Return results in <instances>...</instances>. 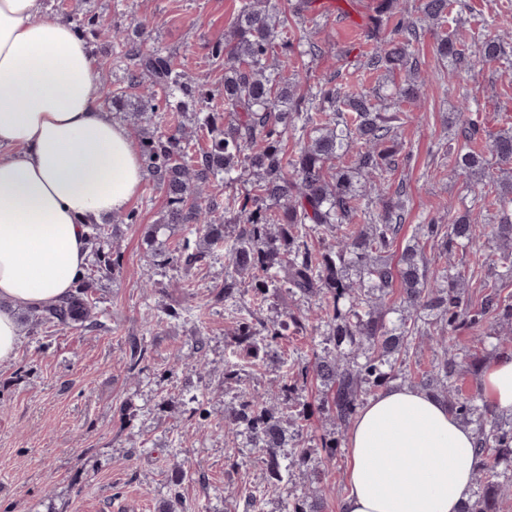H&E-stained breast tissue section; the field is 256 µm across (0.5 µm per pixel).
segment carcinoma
<instances>
[{
	"label": "carcinoma",
	"instance_id": "obj_1",
	"mask_svg": "<svg viewBox=\"0 0 512 512\" xmlns=\"http://www.w3.org/2000/svg\"><path fill=\"white\" fill-rule=\"evenodd\" d=\"M425 18L442 27L449 22L450 0H420ZM62 19L84 38L106 39L112 29L92 9L61 13ZM397 17L392 36L366 57L367 68L402 73L404 84L395 98L420 97L421 77L413 44L419 39L416 23L405 14L401 0H377L372 31ZM280 21L273 0H243L224 42L209 47L212 58L224 60V107L215 93L187 77L174 60L146 46L147 26L134 23L138 41L125 42L128 88L142 89L135 98L117 89L112 109L138 131V148L150 177L165 195L161 220L145 232L152 261L185 271L224 247V302H235L241 278L253 283L260 299L286 292L315 304L312 311L285 313L270 324L245 319L232 332L236 353L259 360L277 355L276 346L288 333L325 327V346L309 367L283 384L277 401L245 392L224 416V431L247 436L270 478L284 485L285 512H321L304 493L288 487L290 468H306L308 480L320 484L323 461H312L301 450L284 451L293 440L287 410L298 404V383L313 376L327 389L322 410L340 431L355 420L367 398L399 380L441 399L453 416L478 417L474 429L478 465L475 482L483 492L464 512H499V502L512 493V417L507 419L482 402L474 391L463 393L458 381L481 374L484 363L464 350L458 333L479 331L497 321L512 325V302L502 296V284L483 285L481 301L465 297L468 271L451 259L470 252L476 240L489 234L498 252L492 265L512 279V129L487 130L478 104L462 88L456 114L455 138L461 147L451 153L455 169L465 176L486 179L481 205L462 213H448V223L434 218L417 224L401 254L397 243L405 222V204L387 196L381 176L399 152L397 129L422 117L401 110L382 112L364 93L328 81L317 92H300L298 74L282 76L293 64L291 40L278 37ZM479 58L512 69V51L500 38L477 40ZM438 59L448 66V78L474 66L470 53L447 33L436 41ZM165 93L159 102L156 89ZM191 115L192 127L178 124L167 130L153 126L161 109ZM208 143L194 148L197 131ZM297 138L298 149L288 154L283 142ZM357 150L350 166L335 161ZM233 188L234 210L218 214L214 187ZM138 223L129 211L111 224L88 225L90 260L74 291L58 303L22 313L20 325L100 326L92 297L96 281L119 271L122 255L115 243L122 226ZM191 227L195 240L183 239L179 250L158 243L172 227ZM329 232L334 242L311 248L313 236ZM443 262L430 263L427 251ZM398 293L407 316L386 321V297ZM429 341L445 351L425 370L412 371L406 356L415 345Z\"/></svg>",
	"mask_w": 512,
	"mask_h": 512
}]
</instances>
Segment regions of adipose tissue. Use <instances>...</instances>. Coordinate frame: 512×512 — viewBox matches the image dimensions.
<instances>
[{
	"instance_id": "adipose-tissue-1",
	"label": "adipose tissue",
	"mask_w": 512,
	"mask_h": 512,
	"mask_svg": "<svg viewBox=\"0 0 512 512\" xmlns=\"http://www.w3.org/2000/svg\"><path fill=\"white\" fill-rule=\"evenodd\" d=\"M88 45L42 0H0V363L20 342L17 311L69 295L83 276L88 223L125 209L144 177L126 126L101 106ZM512 410V353L484 374ZM340 512H464L474 433L408 386L370 398L347 437Z\"/></svg>"
}]
</instances>
